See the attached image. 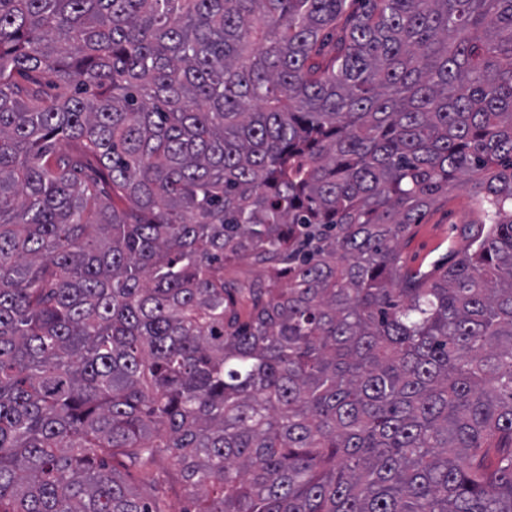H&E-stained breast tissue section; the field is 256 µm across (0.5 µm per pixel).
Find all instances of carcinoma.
Returning <instances> with one entry per match:
<instances>
[{"label":"carcinoma","instance_id":"1","mask_svg":"<svg viewBox=\"0 0 512 512\" xmlns=\"http://www.w3.org/2000/svg\"><path fill=\"white\" fill-rule=\"evenodd\" d=\"M0 512H512V0H0ZM452 198L429 209L421 223L412 225L401 243L406 264L422 272L434 265H447L453 260V251L465 243V224L474 221L466 192L455 189Z\"/></svg>","mask_w":512,"mask_h":512}]
</instances>
